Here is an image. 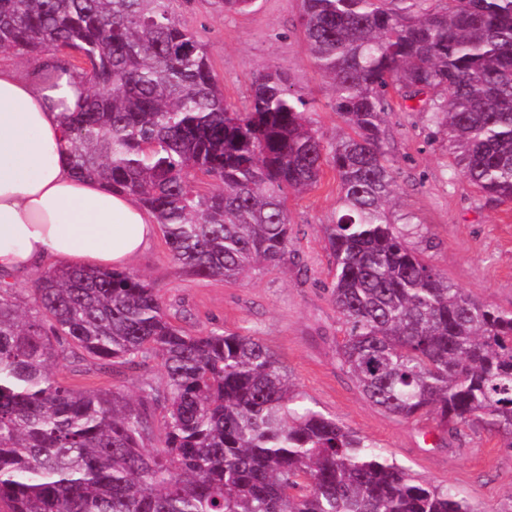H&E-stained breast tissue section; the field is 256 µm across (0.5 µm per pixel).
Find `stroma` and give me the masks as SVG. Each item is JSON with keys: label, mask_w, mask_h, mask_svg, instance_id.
<instances>
[{"label": "stroma", "mask_w": 512, "mask_h": 512, "mask_svg": "<svg viewBox=\"0 0 512 512\" xmlns=\"http://www.w3.org/2000/svg\"><path fill=\"white\" fill-rule=\"evenodd\" d=\"M301 12L302 0H255L245 13H224L211 0H194L178 20L202 33L228 103L245 102L257 74L282 70L292 88L312 101L313 125L330 141L347 128L331 108L330 84L304 48ZM384 131L396 170L390 212L410 246L456 288L512 311V203L452 179L447 139L411 102L392 96ZM338 197L339 181L329 168L317 186L289 193L288 259L249 278L227 282L191 276L170 259L159 234L127 269L159 289L168 313L188 333L258 336L318 410L375 441L420 479L450 486L481 512H498L512 494V451L479 427L462 429L446 446H436L423 437L434 422H407L369 404L339 363L342 321L330 298L333 260L324 239ZM59 377L73 388H117L134 396L142 382L160 380L162 369L151 362L108 375L88 359L61 368Z\"/></svg>", "instance_id": "stroma-1"}]
</instances>
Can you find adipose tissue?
<instances>
[{
    "label": "adipose tissue",
    "mask_w": 512,
    "mask_h": 512,
    "mask_svg": "<svg viewBox=\"0 0 512 512\" xmlns=\"http://www.w3.org/2000/svg\"><path fill=\"white\" fill-rule=\"evenodd\" d=\"M84 84L64 74L58 88L19 80L0 64V273L26 275L51 262L121 268L153 239V216L132 197L74 176L64 107Z\"/></svg>",
    "instance_id": "obj_1"
}]
</instances>
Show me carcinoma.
Listing matches in <instances>:
<instances>
[{
  "label": "carcinoma",
  "instance_id": "1",
  "mask_svg": "<svg viewBox=\"0 0 512 512\" xmlns=\"http://www.w3.org/2000/svg\"><path fill=\"white\" fill-rule=\"evenodd\" d=\"M184 2L0 0L1 50L42 60L34 79L49 88L65 73L88 84L66 114L73 173L140 203L191 275L238 281L284 261L287 193L331 165L341 365L394 417L479 426L512 450V311L409 246L382 142L389 90L420 98L448 136L452 178L512 202V0H303L305 49L351 130L331 142L282 70L256 76L243 105L224 101L206 44L177 19ZM77 351L110 372L156 361L163 380L134 399L70 388L56 371ZM0 512L478 509L317 410L259 338L186 332L136 273L49 268L26 313L0 279Z\"/></svg>",
  "mask_w": 512,
  "mask_h": 512
}]
</instances>
